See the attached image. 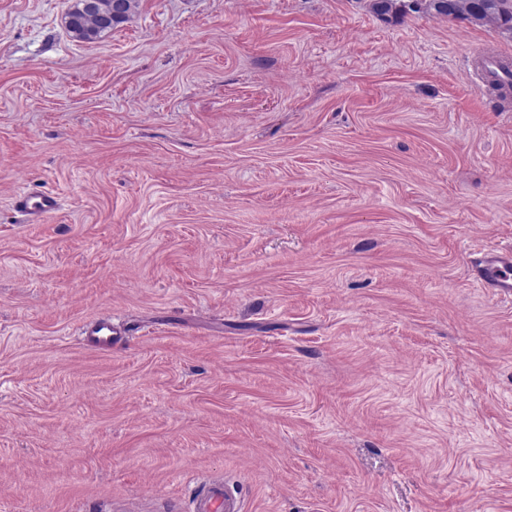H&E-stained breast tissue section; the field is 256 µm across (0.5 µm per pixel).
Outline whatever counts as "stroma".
Returning <instances> with one entry per match:
<instances>
[{
    "instance_id": "obj_1",
    "label": "stroma",
    "mask_w": 512,
    "mask_h": 512,
    "mask_svg": "<svg viewBox=\"0 0 512 512\" xmlns=\"http://www.w3.org/2000/svg\"><path fill=\"white\" fill-rule=\"evenodd\" d=\"M0 0V512H512V34L370 0ZM56 196L42 224L19 190ZM108 316L123 342L90 348ZM84 0H76L66 16V26L72 35L80 40L92 41L112 27L127 21L138 9L139 0H123L125 7L119 16L108 18V4L104 3L97 13H86L82 9ZM471 68L482 78L484 84H489L504 76L506 71L512 70V56L488 46L473 57ZM475 278L497 299H512V249H493L471 260ZM190 512H244V499L227 481L198 478L189 485Z\"/></svg>"
}]
</instances>
